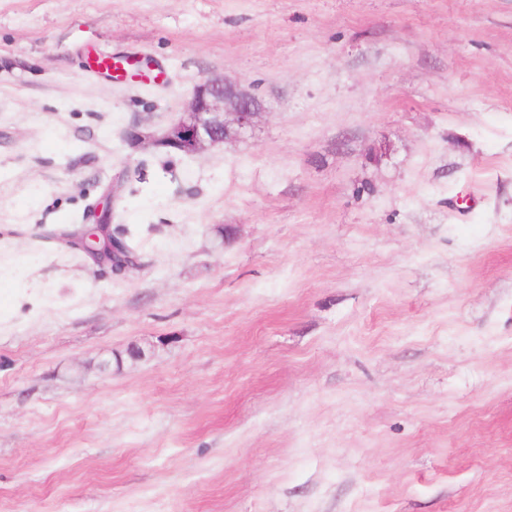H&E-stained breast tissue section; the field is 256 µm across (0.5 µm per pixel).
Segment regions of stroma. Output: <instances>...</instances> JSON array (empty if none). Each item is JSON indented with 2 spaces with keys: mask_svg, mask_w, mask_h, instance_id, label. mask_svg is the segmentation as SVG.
I'll use <instances>...</instances> for the list:
<instances>
[{
  "mask_svg": "<svg viewBox=\"0 0 512 512\" xmlns=\"http://www.w3.org/2000/svg\"><path fill=\"white\" fill-rule=\"evenodd\" d=\"M0 512H512V0H0ZM228 99L233 100V106L228 105ZM262 110L256 96L238 81L212 75L194 86L179 120L160 131L142 128L134 121L125 130L124 137L132 148L156 150L167 145L181 154L193 155L240 138L254 126ZM111 208H103L98 216V226L104 227V234L101 238L93 233L87 234L79 239L77 246L80 250L91 256L99 264L109 267L112 272L122 273L136 265L126 261L119 252L120 244L118 237L109 236V227L107 225L110 219Z\"/></svg>",
  "mask_w": 512,
  "mask_h": 512,
  "instance_id": "stroma-1",
  "label": "stroma"
}]
</instances>
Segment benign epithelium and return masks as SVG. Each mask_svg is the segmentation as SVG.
I'll return each mask as SVG.
<instances>
[{"label": "benign epithelium", "instance_id": "1", "mask_svg": "<svg viewBox=\"0 0 512 512\" xmlns=\"http://www.w3.org/2000/svg\"><path fill=\"white\" fill-rule=\"evenodd\" d=\"M263 106L242 85L223 75L201 79L193 88L183 116L160 131L143 128L133 122L125 130V141L132 148L157 149L162 145L193 155L240 138L261 116ZM77 246L99 264L118 274L133 267L120 254L117 238L104 230L79 239Z\"/></svg>", "mask_w": 512, "mask_h": 512}]
</instances>
